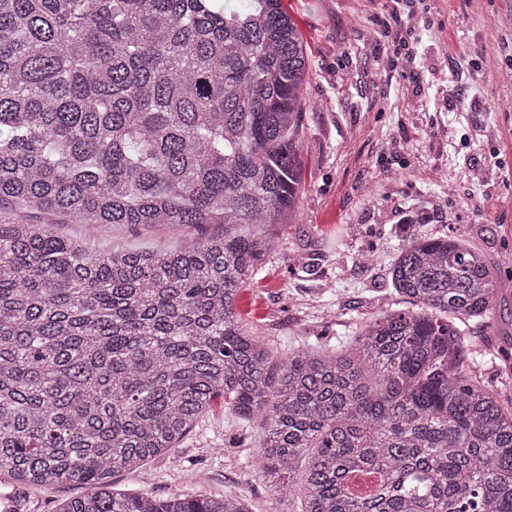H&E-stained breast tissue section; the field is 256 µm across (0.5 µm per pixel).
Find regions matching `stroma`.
<instances>
[{
    "instance_id": "1",
    "label": "stroma",
    "mask_w": 512,
    "mask_h": 512,
    "mask_svg": "<svg viewBox=\"0 0 512 512\" xmlns=\"http://www.w3.org/2000/svg\"><path fill=\"white\" fill-rule=\"evenodd\" d=\"M286 9L309 54L302 118L300 195L290 223L279 225L274 250L243 283L236 313L266 337L272 362L316 340H350L352 318L390 301L389 263L403 236L456 233L483 250L503 291L487 323L467 325L465 342L512 353V151L497 132L512 125V0H419L409 22L414 66L392 57L387 0L370 13L353 0H288ZM465 99L457 107L450 91ZM54 224L89 251L162 245L189 247L200 233L163 225H117L107 237L61 216L27 215ZM336 316H324L325 307ZM262 419L241 428L215 399L210 411L171 452L112 478L115 491L164 497L244 499L249 512H298L275 494L255 462ZM80 486H20L0 478V497L21 512H59Z\"/></svg>"
}]
</instances>
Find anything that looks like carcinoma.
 Segmentation results:
<instances>
[{"label": "carcinoma", "mask_w": 512, "mask_h": 512, "mask_svg": "<svg viewBox=\"0 0 512 512\" xmlns=\"http://www.w3.org/2000/svg\"><path fill=\"white\" fill-rule=\"evenodd\" d=\"M308 54L281 0H0V206L196 228L189 248L91 254L0 219V476L73 483L60 512H249L235 495L125 496L215 398L265 423L262 472L301 512H512V408L464 347L501 294L461 235L409 236L395 301L348 350L269 364L235 297L296 212ZM391 473L353 495L354 472Z\"/></svg>", "instance_id": "1"}]
</instances>
